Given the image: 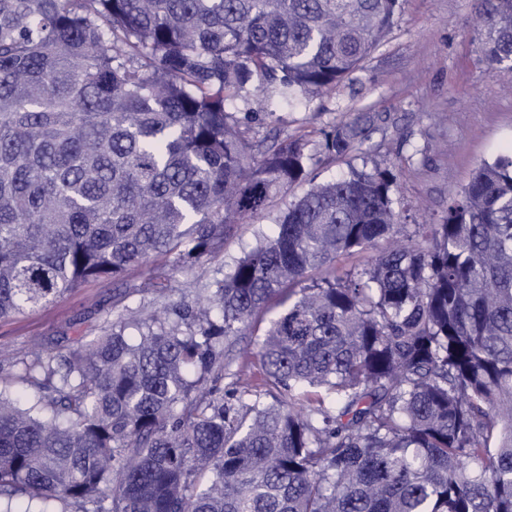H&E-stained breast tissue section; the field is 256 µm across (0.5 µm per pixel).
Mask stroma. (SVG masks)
Masks as SVG:
<instances>
[{"label": "stroma", "instance_id": "stroma-1", "mask_svg": "<svg viewBox=\"0 0 512 512\" xmlns=\"http://www.w3.org/2000/svg\"><path fill=\"white\" fill-rule=\"evenodd\" d=\"M471 0H405L383 44L363 69L323 97L275 105L254 139L279 134L318 141L320 130L353 112H377L382 122L361 151L319 169L321 181L362 167L369 158H401L405 175L395 196L403 223H435L450 193L472 179L477 166L512 148V83L475 51ZM306 184L279 197L269 213L239 225L217 261L193 275L174 272L173 286L188 279L206 281L220 263L254 246L259 234H272L275 219ZM115 286L92 280L51 306L0 322V367L38 344L51 349L62 337L79 336L104 319Z\"/></svg>", "mask_w": 512, "mask_h": 512}]
</instances>
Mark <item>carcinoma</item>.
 I'll return each mask as SVG.
<instances>
[{"instance_id": "1", "label": "carcinoma", "mask_w": 512, "mask_h": 512, "mask_svg": "<svg viewBox=\"0 0 512 512\" xmlns=\"http://www.w3.org/2000/svg\"><path fill=\"white\" fill-rule=\"evenodd\" d=\"M401 5L0 0V320L153 256L192 271L310 182L206 288L153 272L92 338L0 370V512H512V155L406 241L399 163L311 178L376 113L317 148L248 136L362 68ZM472 5L511 78L512 0ZM274 300L251 391L228 353Z\"/></svg>"}]
</instances>
